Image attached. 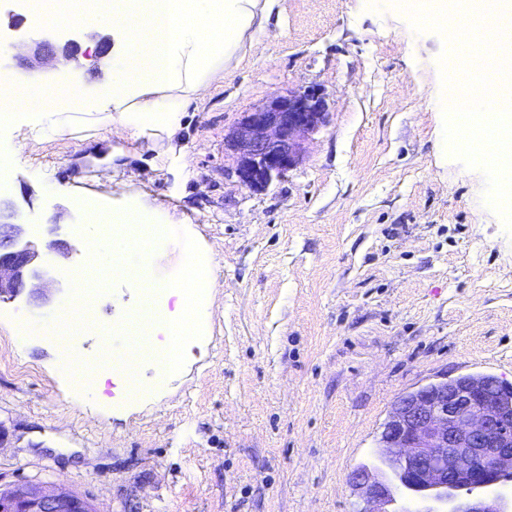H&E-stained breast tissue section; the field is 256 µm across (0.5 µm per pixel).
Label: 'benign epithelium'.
Listing matches in <instances>:
<instances>
[{
	"label": "benign epithelium",
	"instance_id": "7a95c632",
	"mask_svg": "<svg viewBox=\"0 0 512 512\" xmlns=\"http://www.w3.org/2000/svg\"><path fill=\"white\" fill-rule=\"evenodd\" d=\"M79 52L76 40L61 44L45 38L32 43L24 61L33 71L52 64L59 54L70 60ZM327 122L325 98L314 86L272 98L245 113L225 135L232 172L244 187L266 189L302 163L301 136L318 132ZM15 218L13 204L0 198V301L15 299L29 281L44 279L55 252L52 242L39 250ZM499 385L497 379L489 385L442 377L400 397L378 441L387 466L397 468L396 484L367 468L351 474L352 485L369 505L364 512H390L397 486L422 503L416 512H437L424 503H446L452 491L470 499L451 512H503L500 495H487L500 485L501 472L512 471V405L503 409L494 402ZM0 512L94 510L72 491L31 484L0 493Z\"/></svg>",
	"mask_w": 512,
	"mask_h": 512
}]
</instances>
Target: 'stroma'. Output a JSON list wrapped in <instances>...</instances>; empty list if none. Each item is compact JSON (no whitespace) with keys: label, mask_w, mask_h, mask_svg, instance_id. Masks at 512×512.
I'll return each mask as SVG.
<instances>
[{"label":"stroma","mask_w":512,"mask_h":512,"mask_svg":"<svg viewBox=\"0 0 512 512\" xmlns=\"http://www.w3.org/2000/svg\"><path fill=\"white\" fill-rule=\"evenodd\" d=\"M111 7L73 0L60 24L27 15L1 28L18 51L0 70L53 94L104 95L111 57L30 71L20 49ZM250 36L174 136L133 140L72 109L53 139L0 135V147L25 143L6 198L56 242L51 303L28 291L0 302V488L63 487L95 512H362L350 476L381 467L402 395L442 376L512 383V234L482 171L445 144L442 37L415 32L394 0H274ZM305 86L323 91L327 125L286 178L242 187L225 134ZM95 195L114 207L148 196L213 256L206 336L166 377L143 362L149 396L122 409L65 363L107 368L125 351L135 281L107 279L97 326L67 353L51 340L86 263L83 202Z\"/></svg>","instance_id":"1"}]
</instances>
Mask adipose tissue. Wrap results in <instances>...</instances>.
Masks as SVG:
<instances>
[{
  "mask_svg": "<svg viewBox=\"0 0 512 512\" xmlns=\"http://www.w3.org/2000/svg\"><path fill=\"white\" fill-rule=\"evenodd\" d=\"M259 0H112L111 12L88 15L95 33L112 29V72L106 95L69 99L80 111H115L135 137L174 135L189 102L240 47ZM18 124L53 139L62 125L57 101L0 73V128Z\"/></svg>",
  "mask_w": 512,
  "mask_h": 512,
  "instance_id": "adipose-tissue-1",
  "label": "adipose tissue"
}]
</instances>
